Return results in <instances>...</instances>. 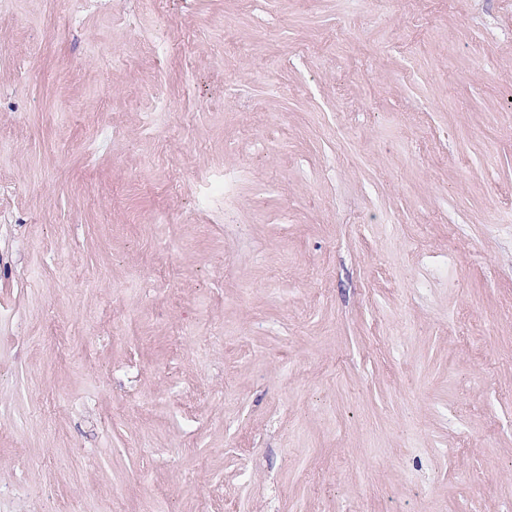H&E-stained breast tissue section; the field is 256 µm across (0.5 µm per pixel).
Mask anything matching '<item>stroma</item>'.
I'll return each instance as SVG.
<instances>
[{"instance_id":"1","label":"stroma","mask_w":512,"mask_h":512,"mask_svg":"<svg viewBox=\"0 0 512 512\" xmlns=\"http://www.w3.org/2000/svg\"><path fill=\"white\" fill-rule=\"evenodd\" d=\"M0 180V512H512V0H0Z\"/></svg>"}]
</instances>
